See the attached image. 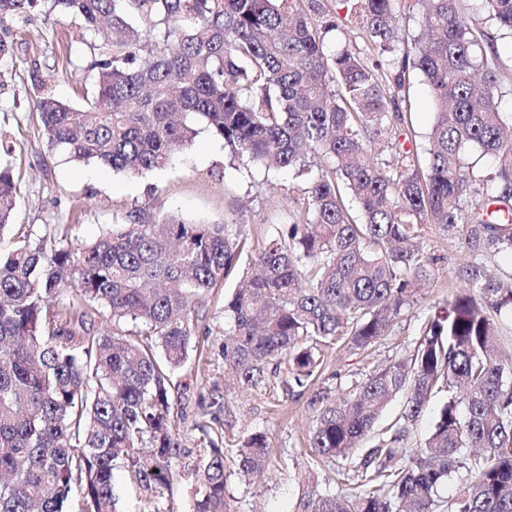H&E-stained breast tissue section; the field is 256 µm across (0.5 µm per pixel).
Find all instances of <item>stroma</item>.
I'll use <instances>...</instances> for the list:
<instances>
[{
  "label": "stroma",
  "instance_id": "stroma-1",
  "mask_svg": "<svg viewBox=\"0 0 512 512\" xmlns=\"http://www.w3.org/2000/svg\"><path fill=\"white\" fill-rule=\"evenodd\" d=\"M319 2L327 16L344 20L339 30L326 34V42L372 57L359 26L345 20L339 0ZM13 30V49L0 58V136L11 145L10 152H0V165L13 166L20 177V194L12 225L0 232V254L9 253L16 233H28L35 242L49 224H72L79 239H95L138 206L150 207L160 217L175 214L193 222L242 224L260 243L273 225L287 222L296 200L303 197L308 175L293 169L268 172L248 164L246 157L231 158L223 141L204 129L173 154L167 168L138 176L98 164L77 165L61 153L49 152L28 105L43 90L83 105L85 88L93 78L87 63L95 40L79 20L61 10L48 17L36 10L20 14ZM399 110L405 116L400 143L419 161H426L433 107L417 70H408L404 77ZM422 247L436 259L434 274L381 345L367 351L341 343L332 346L325 352L322 375L305 388H287L288 373L283 370L274 377L273 389H237L227 394V407L220 415L225 437L240 441L261 430L270 442L263 476L247 481L234 473L227 475L224 494L233 512H295L310 475L305 440L321 407L316 392L339 399L372 367L409 354L432 306L461 287L459 273L471 259L464 236L431 225ZM233 288L229 282L212 292L205 308L204 324L209 329L205 348L192 354L172 379L174 420L184 439L177 462L180 476L170 493L174 512H188L197 489L188 476L198 461L200 434L194 426L209 423L212 388L224 383V363L217 350L224 340V296Z\"/></svg>",
  "mask_w": 512,
  "mask_h": 512
}]
</instances>
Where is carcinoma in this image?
Returning <instances> with one entry per match:
<instances>
[{
  "mask_svg": "<svg viewBox=\"0 0 512 512\" xmlns=\"http://www.w3.org/2000/svg\"><path fill=\"white\" fill-rule=\"evenodd\" d=\"M47 0H0V26ZM315 0H53L94 32L99 55L82 108L50 94L32 101L51 151L136 176L165 167L190 144L194 124L267 170L311 167L304 212L252 248L243 226L128 213L95 241L76 244L63 224L39 243L18 239L0 258V512H120L116 467L163 506L183 435L171 417V378L199 349L200 309L212 289L242 284L224 300V390L252 389L288 362L304 388L341 339L366 350L389 335L431 276L428 224L462 233L472 252L463 286L426 317L408 356L365 374L313 420L314 465L340 464L337 487L307 490L298 512H437L441 489L465 478L449 512H512V351L494 317L512 315V281L488 273L489 256L512 255V111L495 67L496 41H512V0H481L496 35L476 32L457 0H416L421 37L397 47L400 0H342L377 61L343 46L329 54ZM433 100L431 158L421 169L394 149L403 116L396 95L408 69ZM493 161L491 192L467 162ZM19 179L0 169V231ZM359 204L362 221L350 213ZM72 292L64 306L55 295ZM132 324L125 330L121 325ZM448 401L424 443L414 426L441 387ZM401 414L377 443L354 451L387 404ZM205 446L192 469V512H229L223 438L198 424ZM239 470L262 473L266 433L238 444Z\"/></svg>",
  "mask_w": 512,
  "mask_h": 512,
  "instance_id": "carcinoma-1",
  "label": "carcinoma"
}]
</instances>
